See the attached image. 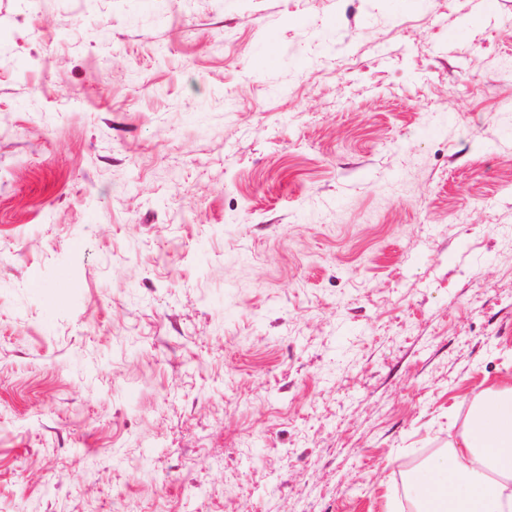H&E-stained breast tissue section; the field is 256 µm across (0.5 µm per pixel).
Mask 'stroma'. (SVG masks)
Instances as JSON below:
<instances>
[{
    "label": "stroma",
    "instance_id": "obj_1",
    "mask_svg": "<svg viewBox=\"0 0 512 512\" xmlns=\"http://www.w3.org/2000/svg\"><path fill=\"white\" fill-rule=\"evenodd\" d=\"M507 379L512 0H0V512H404Z\"/></svg>",
    "mask_w": 512,
    "mask_h": 512
}]
</instances>
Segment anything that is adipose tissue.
Returning <instances> with one entry per match:
<instances>
[{
    "mask_svg": "<svg viewBox=\"0 0 512 512\" xmlns=\"http://www.w3.org/2000/svg\"><path fill=\"white\" fill-rule=\"evenodd\" d=\"M420 484L423 512H512V383L475 396L458 443Z\"/></svg>",
    "mask_w": 512,
    "mask_h": 512,
    "instance_id": "obj_1",
    "label": "adipose tissue"
}]
</instances>
